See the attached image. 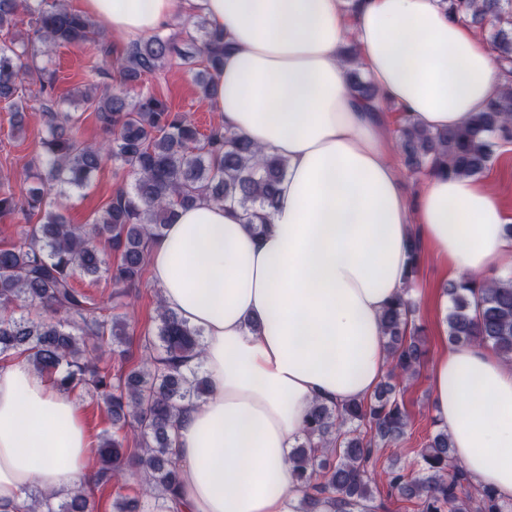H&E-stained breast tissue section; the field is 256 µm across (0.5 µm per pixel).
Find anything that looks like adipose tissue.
<instances>
[{
	"mask_svg": "<svg viewBox=\"0 0 512 512\" xmlns=\"http://www.w3.org/2000/svg\"><path fill=\"white\" fill-rule=\"evenodd\" d=\"M202 8L232 46L210 105L225 130L282 158L263 231L209 198L152 241L165 306L203 339L210 394L172 431L176 512H293L289 451L317 402L369 399L387 367L381 316L407 287L418 238L454 282L512 277V235L488 182L425 175L410 210L377 109L351 91L353 48L384 103L444 131L483 111L512 75L440 0H83L105 29L151 34ZM432 401L473 483L512 501V363L442 349ZM95 473L80 408L20 355L0 363V512Z\"/></svg>",
	"mask_w": 512,
	"mask_h": 512,
	"instance_id": "1",
	"label": "adipose tissue"
}]
</instances>
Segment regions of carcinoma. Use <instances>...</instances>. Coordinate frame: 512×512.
<instances>
[{
	"label": "carcinoma",
	"mask_w": 512,
	"mask_h": 512,
	"mask_svg": "<svg viewBox=\"0 0 512 512\" xmlns=\"http://www.w3.org/2000/svg\"><path fill=\"white\" fill-rule=\"evenodd\" d=\"M448 11L468 19L502 63H512V0H442ZM28 16L32 37L22 44L0 41V100L13 111H27L36 99L46 118L42 152L35 159L36 185L28 191L25 218L39 211L19 240L0 247V359L16 354L71 392L96 394L113 423L129 426L139 441L130 449L107 431L96 445L99 467L93 485L120 482L136 469L150 502L117 494L112 512H167L175 495L178 468L170 431L181 408L210 391L201 366L185 371L187 358L200 359L201 332L188 327L158 301L156 332L144 335L141 359L127 371L112 373L92 352L105 345L125 359L127 323L99 315L95 296L74 286L78 275L107 274L116 287L129 286L147 265L148 244L162 235L175 216L205 194L216 203L238 206L247 219H265L274 207L286 174L284 161L220 125L201 134L188 117L165 100L134 87L183 56L170 36L160 33L135 41L122 55L111 56L106 35L92 18L66 7L64 0H0V32L10 31L19 14ZM183 26L200 34L197 53L202 96L215 93L214 74L231 49L224 32L212 28L197 10ZM90 45L92 57L113 69L119 84L95 86L70 100L56 94L54 72L39 60V46ZM349 68L352 91L366 100L377 89L362 77L355 53L341 56ZM94 108L108 144L91 145L80 135L81 115L65 104ZM397 147L412 173L436 169L448 176L477 177L497 148L512 141V86L492 98L485 111L465 125L442 132L417 126L404 115ZM112 159L133 181L120 188L93 224H71L60 212L61 200L83 189L92 172ZM446 321L452 344H482L512 362V279L484 281L473 288L451 283ZM389 381L374 398L341 407L315 404L305 420L303 440L290 455L298 483L294 512H374L376 465L380 448L396 444L409 416L391 379L414 378L426 348L412 306L401 296L383 315ZM419 469L409 473L397 461L383 470L387 495L409 502L417 512H512L491 487H476L463 466L454 462L448 431L440 428L418 452ZM29 512H94L91 494L79 487L67 493L30 495Z\"/></svg>",
	"instance_id": "cac0c4a2"
}]
</instances>
